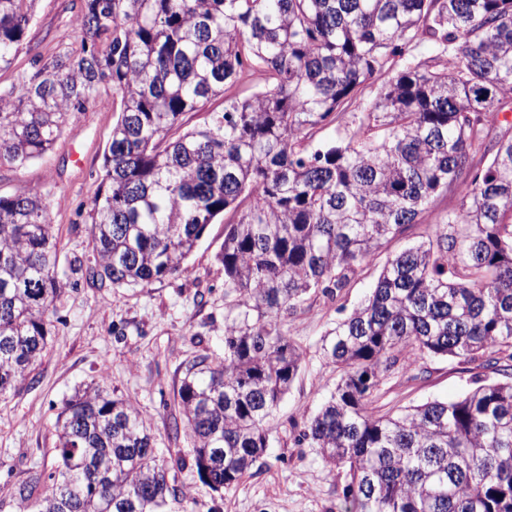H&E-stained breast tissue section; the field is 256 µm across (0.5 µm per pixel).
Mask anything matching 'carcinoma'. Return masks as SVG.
I'll list each match as a JSON object with an SVG mask.
<instances>
[{"mask_svg":"<svg viewBox=\"0 0 512 512\" xmlns=\"http://www.w3.org/2000/svg\"><path fill=\"white\" fill-rule=\"evenodd\" d=\"M37 2L0 0V71ZM80 2V44L0 89V168L43 157L76 114L116 104L86 269L114 288L190 274L207 226L232 215L218 254L224 357L191 364L178 390L200 477L240 485L301 367L285 321L313 295L341 300L383 255L369 295L322 339L339 380L297 443L347 470L349 512H512V126L498 121L512 102V0ZM375 76L357 128L324 136ZM245 79L250 96L226 94ZM188 114L202 121L185 130ZM451 188L459 208L389 252ZM57 262L45 195H0L1 395L46 347ZM408 353L477 361L493 379L373 411ZM57 428L35 512H164L176 496L179 449L156 448L100 383L75 390Z\"/></svg>","mask_w":512,"mask_h":512,"instance_id":"carcinoma-1","label":"carcinoma"}]
</instances>
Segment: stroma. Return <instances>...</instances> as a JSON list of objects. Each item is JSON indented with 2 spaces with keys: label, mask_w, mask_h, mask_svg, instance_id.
Segmentation results:
<instances>
[{
  "label": "stroma",
  "mask_w": 512,
  "mask_h": 512,
  "mask_svg": "<svg viewBox=\"0 0 512 512\" xmlns=\"http://www.w3.org/2000/svg\"><path fill=\"white\" fill-rule=\"evenodd\" d=\"M72 0H39L36 21L0 87L18 83L34 57L49 60L60 42L74 44ZM116 114L112 106L79 113L45 157L21 169H0V195L45 193L58 242L56 275L61 293L50 309L46 348L28 379L0 396V512H33L17 486L48 475L55 462L57 415L75 389L103 384L141 414L157 447L179 448L186 464L171 468L177 489L167 512H345L344 469L328 465L317 449L298 445L303 422L330 396L338 377L323 357L321 340L341 315L323 298L308 301L287 331L303 353L290 391L271 416L263 454L233 491H214L192 463L193 439L173 431L177 391L186 366L201 356L224 354V269L217 255L224 222L209 224L188 258L190 275L145 287L115 288L86 279L75 261L94 262L87 218L103 170V150ZM425 377H415L416 369ZM473 365L436 357L408 356L387 378L375 407L396 411L431 399H453L473 385Z\"/></svg>",
  "instance_id": "1"
}]
</instances>
